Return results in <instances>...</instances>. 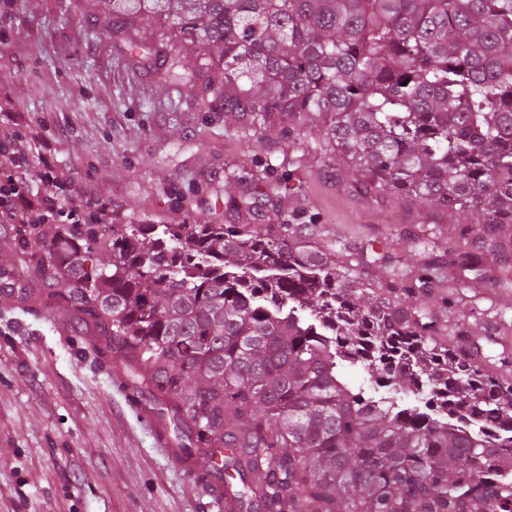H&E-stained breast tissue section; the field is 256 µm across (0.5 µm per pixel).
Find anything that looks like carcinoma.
I'll list each match as a JSON object with an SVG mask.
<instances>
[{"label": "carcinoma", "instance_id": "carcinoma-1", "mask_svg": "<svg viewBox=\"0 0 512 512\" xmlns=\"http://www.w3.org/2000/svg\"><path fill=\"white\" fill-rule=\"evenodd\" d=\"M130 58L224 121L321 127L362 189L482 227L407 269L321 224H57L41 278L165 402L229 512H512V358L487 368L460 316L512 281V0H102ZM143 18L176 28L146 45ZM197 43L188 68L178 45ZM274 188L230 208L251 215ZM359 365L436 406L366 399Z\"/></svg>", "mask_w": 512, "mask_h": 512}]
</instances>
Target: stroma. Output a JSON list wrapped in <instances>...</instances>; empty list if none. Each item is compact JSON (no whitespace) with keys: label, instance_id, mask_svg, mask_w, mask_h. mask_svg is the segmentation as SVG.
<instances>
[{"label":"stroma","instance_id":"1","mask_svg":"<svg viewBox=\"0 0 512 512\" xmlns=\"http://www.w3.org/2000/svg\"><path fill=\"white\" fill-rule=\"evenodd\" d=\"M0 83L45 118L51 158L77 168L120 224H249L226 210L257 163L290 174L264 221L315 219L326 243L374 240L412 262L396 225L440 227L461 245L476 218L363 194L317 126L226 124L188 88L134 66L125 35L94 0H0ZM43 240L0 224V512H224L189 476L133 401L118 364L40 285ZM512 328V288L472 299L466 321L489 345L488 318Z\"/></svg>","mask_w":512,"mask_h":512}]
</instances>
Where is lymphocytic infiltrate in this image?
Instances as JSON below:
<instances>
[{"label": "lymphocytic infiltrate", "mask_w": 512, "mask_h": 512, "mask_svg": "<svg viewBox=\"0 0 512 512\" xmlns=\"http://www.w3.org/2000/svg\"><path fill=\"white\" fill-rule=\"evenodd\" d=\"M43 125L0 96V224L111 223V207L52 164Z\"/></svg>", "instance_id": "lymphocytic-infiltrate-1"}]
</instances>
